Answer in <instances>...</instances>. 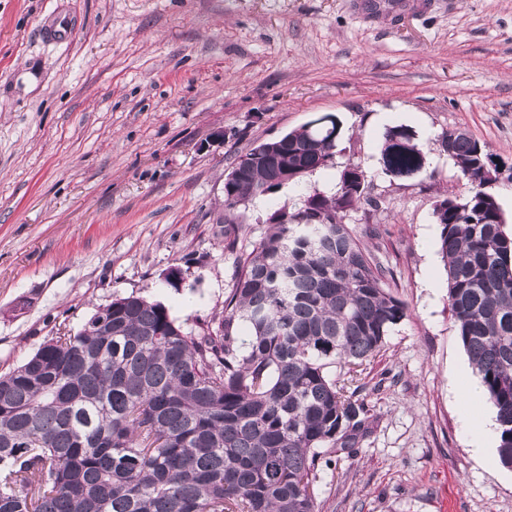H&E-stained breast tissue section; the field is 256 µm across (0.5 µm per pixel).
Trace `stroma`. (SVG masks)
I'll return each mask as SVG.
<instances>
[{
	"instance_id": "35a3bbf8",
	"label": "stroma",
	"mask_w": 512,
	"mask_h": 512,
	"mask_svg": "<svg viewBox=\"0 0 512 512\" xmlns=\"http://www.w3.org/2000/svg\"><path fill=\"white\" fill-rule=\"evenodd\" d=\"M58 16L69 38H43ZM326 114L332 166L225 211L239 157ZM396 126L427 150L410 179L379 163ZM453 129L512 165V0H0V373L132 293L198 332L267 216L357 164L382 207L349 225L411 314L359 377L369 431L319 471L318 510L512 512V470L463 424L434 216L464 190L437 145Z\"/></svg>"
}]
</instances>
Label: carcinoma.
<instances>
[{
  "label": "carcinoma",
  "mask_w": 512,
  "mask_h": 512,
  "mask_svg": "<svg viewBox=\"0 0 512 512\" xmlns=\"http://www.w3.org/2000/svg\"><path fill=\"white\" fill-rule=\"evenodd\" d=\"M341 126H302L249 150L224 209L333 164ZM439 148L467 187L434 209L457 336L496 411L512 469V231L485 189L499 163L463 130ZM426 159L414 134L386 131L383 172ZM365 171L272 216L244 258L224 318L191 334L165 305L131 293L0 374V512H317L316 472L356 454L369 423L358 368L408 306L346 222Z\"/></svg>",
  "instance_id": "1"
}]
</instances>
